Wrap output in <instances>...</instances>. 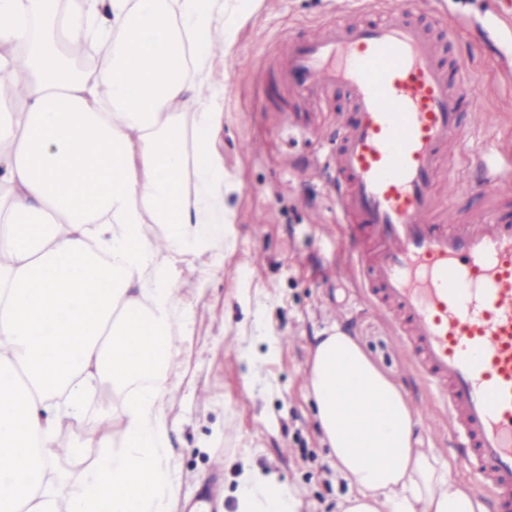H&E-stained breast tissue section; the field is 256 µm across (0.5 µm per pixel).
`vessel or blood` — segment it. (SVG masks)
I'll list each match as a JSON object with an SVG mask.
<instances>
[{
    "mask_svg": "<svg viewBox=\"0 0 512 512\" xmlns=\"http://www.w3.org/2000/svg\"><path fill=\"white\" fill-rule=\"evenodd\" d=\"M380 11L382 20L328 23L284 44L281 75L304 98L346 91L355 113L337 123L324 167L361 244L364 285L447 403L480 490L512 512V222L502 216L512 180L454 179L440 208L436 187L462 142L468 88L405 0H383ZM486 187L495 204L457 220L458 202Z\"/></svg>",
    "mask_w": 512,
    "mask_h": 512,
    "instance_id": "vessel-or-blood-1",
    "label": "vessel or blood"
}]
</instances>
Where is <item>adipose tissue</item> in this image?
I'll return each mask as SVG.
<instances>
[{"label": "adipose tissue", "mask_w": 512, "mask_h": 512, "mask_svg": "<svg viewBox=\"0 0 512 512\" xmlns=\"http://www.w3.org/2000/svg\"><path fill=\"white\" fill-rule=\"evenodd\" d=\"M240 0H0V512H169L160 369L178 289L168 262L224 241L230 188L207 151L219 114L210 82ZM62 41L108 48L72 68ZM25 46L16 54L15 46ZM199 144L185 151L181 118ZM195 186L187 188L186 175ZM165 227L149 237L146 223ZM146 380L119 421L124 450L67 478L82 444H61L89 387ZM308 388L337 472L342 512H490L421 449L401 389L340 329L320 337ZM238 512H298L288 487L240 477Z\"/></svg>", "instance_id": "obj_1"}]
</instances>
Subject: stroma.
Segmentation results:
<instances>
[{"label": "stroma", "mask_w": 512, "mask_h": 512, "mask_svg": "<svg viewBox=\"0 0 512 512\" xmlns=\"http://www.w3.org/2000/svg\"><path fill=\"white\" fill-rule=\"evenodd\" d=\"M367 0H247L234 43L213 79L224 115L212 150L234 183L224 196L230 222L223 244L170 261L178 288L162 372L174 384L164 412L172 495L187 512L210 485L205 512H236L243 470L285 484L299 512H339L352 484L336 471L307 387L317 336L339 326L418 411L423 447L437 449L453 477L473 486L459 458L447 411L414 375L386 317L366 299L352 268L355 242L342 224L319 165L337 116L352 113L344 90L327 102L296 96L277 57L328 22L361 18ZM414 18L440 23L443 57L463 64L486 110L463 115L466 137L448 166L470 176L501 170L512 149V0H420ZM297 113L307 134L280 127ZM137 384L99 381L63 443L101 436L103 417H120Z\"/></svg>", "instance_id": "1"}]
</instances>
